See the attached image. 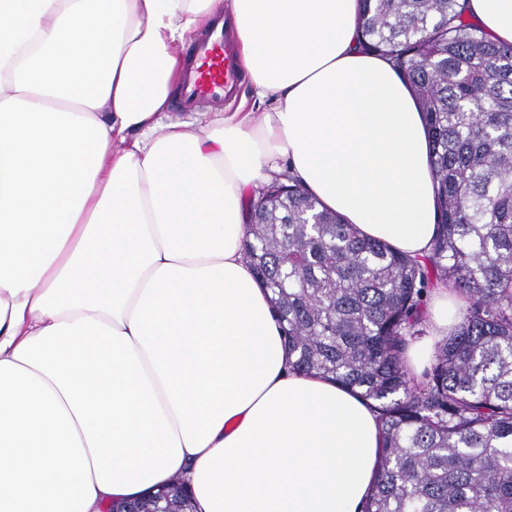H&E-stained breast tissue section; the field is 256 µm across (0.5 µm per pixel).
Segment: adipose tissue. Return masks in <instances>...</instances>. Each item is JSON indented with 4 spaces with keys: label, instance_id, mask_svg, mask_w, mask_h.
Wrapping results in <instances>:
<instances>
[{
    "label": "adipose tissue",
    "instance_id": "1",
    "mask_svg": "<svg viewBox=\"0 0 512 512\" xmlns=\"http://www.w3.org/2000/svg\"><path fill=\"white\" fill-rule=\"evenodd\" d=\"M466 9L512 43V0ZM219 13L267 111L162 122L177 45ZM357 14L0 0V512H102L178 478L193 512H364L378 414L293 369L244 245L246 191L285 172L364 235L431 249L423 114Z\"/></svg>",
    "mask_w": 512,
    "mask_h": 512
}]
</instances>
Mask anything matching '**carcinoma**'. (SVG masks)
Instances as JSON below:
<instances>
[{"mask_svg": "<svg viewBox=\"0 0 512 512\" xmlns=\"http://www.w3.org/2000/svg\"><path fill=\"white\" fill-rule=\"evenodd\" d=\"M361 48L423 112L439 231L410 258L293 179L254 204L246 254L293 368L373 403L384 459L365 512H512V44L458 0H360ZM466 297L421 375L405 365L430 288Z\"/></svg>", "mask_w": 512, "mask_h": 512, "instance_id": "carcinoma-1", "label": "carcinoma"}]
</instances>
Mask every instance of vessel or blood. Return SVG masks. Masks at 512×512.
<instances>
[{
	"label": "vessel or blood",
	"instance_id": "b4317fda",
	"mask_svg": "<svg viewBox=\"0 0 512 512\" xmlns=\"http://www.w3.org/2000/svg\"><path fill=\"white\" fill-rule=\"evenodd\" d=\"M239 80L235 46L227 37L223 18L184 51V69L173 106L181 112L223 104Z\"/></svg>",
	"mask_w": 512,
	"mask_h": 512
}]
</instances>
